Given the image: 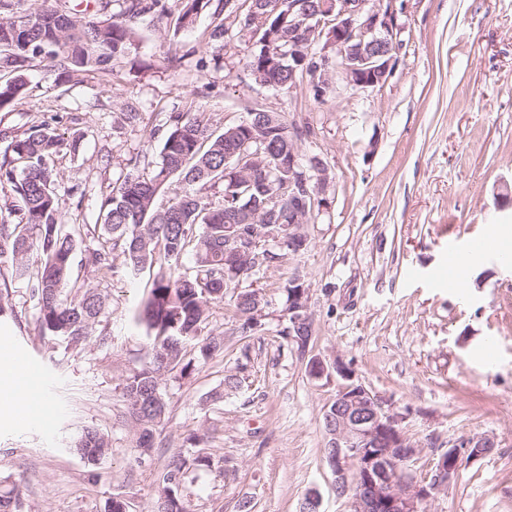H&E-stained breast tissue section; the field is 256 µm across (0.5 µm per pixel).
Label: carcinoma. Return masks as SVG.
<instances>
[{
  "label": "carcinoma",
  "mask_w": 512,
  "mask_h": 512,
  "mask_svg": "<svg viewBox=\"0 0 512 512\" xmlns=\"http://www.w3.org/2000/svg\"><path fill=\"white\" fill-rule=\"evenodd\" d=\"M210 0H184L178 17L191 28ZM14 0H0V69L15 76L0 85V105L24 89V71L38 59L66 77L110 74L112 63L133 42L132 23L168 15L166 0H122V9L107 22L81 12L67 13L49 0L23 16L13 12ZM254 19H261L259 48L247 61L256 78L288 86V2L249 0ZM65 141L43 124L11 139L0 156V186H10L22 217L16 224L0 222V277H26L36 300L38 326L68 346L96 337L109 344L108 334L96 331L105 311L101 292L74 277L75 235L83 225L65 232L59 224L57 174L51 166ZM160 161L148 154L130 159L134 172L115 182L102 195L103 224L98 247L88 258L92 272L106 278L120 252L128 272L139 275L159 264L148 295L136 315L151 347V360L124 382L126 420L137 435V447H154L157 427L164 419L162 384L168 374L184 376L193 362L185 360L187 344L206 360L224 349L223 334L203 333L210 305L224 300V289L255 274L237 243H224V227L234 225L237 237L266 232L277 225L288 238V121L257 107L246 123L212 129L205 111L172 112L159 151ZM176 182L178 188L164 207L155 206L159 190ZM220 195L221 204L211 200ZM191 253L194 266L179 271L182 256ZM240 329L255 331L260 324L250 304L234 303ZM75 449L91 464L112 455V445L94 428H85ZM188 468L173 464L152 512H191L180 494ZM17 482L0 481V512H19Z\"/></svg>",
  "instance_id": "obj_1"
}]
</instances>
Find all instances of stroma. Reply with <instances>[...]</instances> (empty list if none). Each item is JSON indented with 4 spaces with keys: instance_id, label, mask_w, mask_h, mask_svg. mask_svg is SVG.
<instances>
[{
    "instance_id": "1",
    "label": "stroma",
    "mask_w": 512,
    "mask_h": 512,
    "mask_svg": "<svg viewBox=\"0 0 512 512\" xmlns=\"http://www.w3.org/2000/svg\"><path fill=\"white\" fill-rule=\"evenodd\" d=\"M182 7L168 0L163 21L140 20L112 74L60 85L36 61L23 93L0 108V131L20 135L46 123L79 138L78 149L54 159L62 223L97 224L101 196L129 173V159L157 156L168 113L198 105L218 129L256 102L313 128V148L331 170L330 208L306 225L305 251L244 281L268 301L260 330H239L236 289L212 306L208 328L223 333L224 352L203 362L188 348L195 367L164 382L166 413L147 454L123 417L122 387L150 359L135 315L152 272L133 278L119 265L100 280L80 268V280L109 296L106 348L40 337L27 280H8L0 394L18 384L6 360L37 359L43 377L28 389L48 411L40 423L0 410V479H21V512H107L115 499L127 512H150L170 464L199 455L209 465L192 468L181 489L193 512H240L245 501L251 512H299L313 490L320 512H349L323 454L339 361L401 415L402 432L421 450L415 479L434 449L495 439L425 512H512V264L482 255L460 287L448 285L449 248L461 259L489 225L512 228V202L502 201L512 192V0H396L399 51L388 82L342 88L323 102L302 83L290 91L256 84L245 69L252 42L238 22L210 7L180 30ZM220 22L231 38L208 40ZM176 54L182 63L174 71L167 59ZM127 103L139 114L130 126L115 118ZM295 273L310 289L304 355L282 336ZM313 356L328 368L322 378L307 372ZM229 375L240 386H225ZM88 426L112 443L111 457L94 466L72 449ZM202 432L206 444L193 447L190 437Z\"/></svg>"
}]
</instances>
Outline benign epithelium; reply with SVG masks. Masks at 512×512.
<instances>
[{
    "label": "benign epithelium",
    "mask_w": 512,
    "mask_h": 512,
    "mask_svg": "<svg viewBox=\"0 0 512 512\" xmlns=\"http://www.w3.org/2000/svg\"><path fill=\"white\" fill-rule=\"evenodd\" d=\"M393 2L320 0L315 9L304 10L302 0H288V89L300 77L323 101L337 80L353 90L385 85L399 48ZM288 131V200L296 212L288 242L299 252L308 242L304 226L329 209L331 175L324 163L310 165L313 153L302 151L311 133L294 121L288 122ZM288 287L293 289L288 328L297 329L310 317L309 287L298 275ZM335 369L344 384L336 390L333 412L326 413L327 464L336 493L349 496L350 512H422L455 479L462 460H477L496 447L490 437L464 439L436 455L426 476L416 480L410 470L420 449L400 430V416L354 382L342 361Z\"/></svg>",
    "instance_id": "benign-epithelium-1"
}]
</instances>
